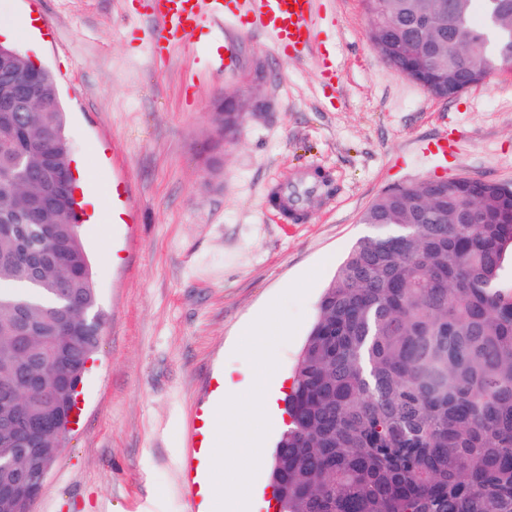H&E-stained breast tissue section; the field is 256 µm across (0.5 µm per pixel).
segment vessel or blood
Listing matches in <instances>:
<instances>
[{"label":"vessel or blood","instance_id":"vessel-or-blood-1","mask_svg":"<svg viewBox=\"0 0 512 512\" xmlns=\"http://www.w3.org/2000/svg\"><path fill=\"white\" fill-rule=\"evenodd\" d=\"M150 4L147 38L159 56H172L179 49L191 52L186 38L201 27L224 32V53L214 62L222 70L236 66L238 42L249 34L271 39L291 59L312 56L318 49L319 0H150ZM135 207L124 185L113 186V218L124 220Z\"/></svg>","mask_w":512,"mask_h":512}]
</instances>
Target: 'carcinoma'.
I'll return each instance as SVG.
<instances>
[{
    "label": "carcinoma",
    "instance_id": "cac0c4a2",
    "mask_svg": "<svg viewBox=\"0 0 512 512\" xmlns=\"http://www.w3.org/2000/svg\"><path fill=\"white\" fill-rule=\"evenodd\" d=\"M480 4L481 23L473 22ZM392 19V69L411 62L408 38L427 17L425 42L434 69L464 82L473 59L488 70L512 57V0H382ZM19 59L14 80L34 72ZM215 128L233 139L236 115L214 112ZM45 138L50 153L33 156L27 141ZM69 165L62 105L50 112L0 114V217L22 210L34 166ZM499 189L442 192L426 179L389 189L362 214L364 224L403 226L400 242H356L324 288L285 404L290 423L271 463L283 512H512V291L498 288L512 223ZM480 216L462 224L459 216ZM64 207L45 213L60 225L46 244L82 257V238L67 236ZM78 278L63 267L34 276L23 244L0 232V408L34 418L54 384L80 373L97 337L74 341L55 370L62 305L54 289H70V325L102 320L90 264ZM39 386L19 382L12 358L22 324ZM13 427L0 417V479L24 465L9 448Z\"/></svg>",
    "mask_w": 512,
    "mask_h": 512
}]
</instances>
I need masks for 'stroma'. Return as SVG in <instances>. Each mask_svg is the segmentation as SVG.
I'll return each mask as SVG.
<instances>
[{
  "label": "stroma",
  "mask_w": 512,
  "mask_h": 512,
  "mask_svg": "<svg viewBox=\"0 0 512 512\" xmlns=\"http://www.w3.org/2000/svg\"><path fill=\"white\" fill-rule=\"evenodd\" d=\"M321 8L317 55L290 60L249 35L236 68L216 73L224 36L207 29L191 36L193 56L151 58L141 0H0V22H39L14 45L54 74L73 163L137 200L135 223L118 224L81 196L103 330L78 423L32 512H187L191 420L219 377L249 380L245 325L319 270L287 306L300 323L276 372L290 389L323 289L378 233L361 221L375 199L436 177L512 185V71L441 100L386 63L361 0ZM250 89L267 111L215 149V99ZM299 171L326 174L330 192L286 220L268 188Z\"/></svg>",
  "instance_id": "stroma-1"
}]
</instances>
